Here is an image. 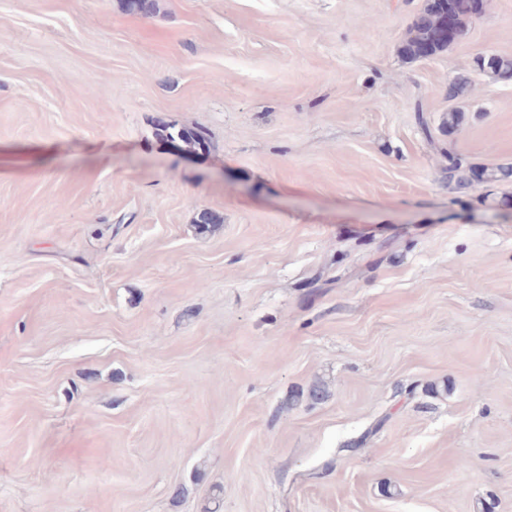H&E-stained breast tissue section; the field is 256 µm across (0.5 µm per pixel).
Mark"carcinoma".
Listing matches in <instances>:
<instances>
[{"label": "carcinoma", "mask_w": 512, "mask_h": 512, "mask_svg": "<svg viewBox=\"0 0 512 512\" xmlns=\"http://www.w3.org/2000/svg\"><path fill=\"white\" fill-rule=\"evenodd\" d=\"M450 4L457 18V26L450 36L444 34L446 15L440 3ZM482 9H473L472 0H427L423 12L414 21L404 45V53L414 59L421 57L427 49L434 54L453 41L462 32L463 21ZM161 136L176 151L204 149L207 146V135L201 129L176 130L166 124L160 126ZM456 179V187L463 188L469 183L467 169L461 156L448 151V179Z\"/></svg>", "instance_id": "1"}]
</instances>
